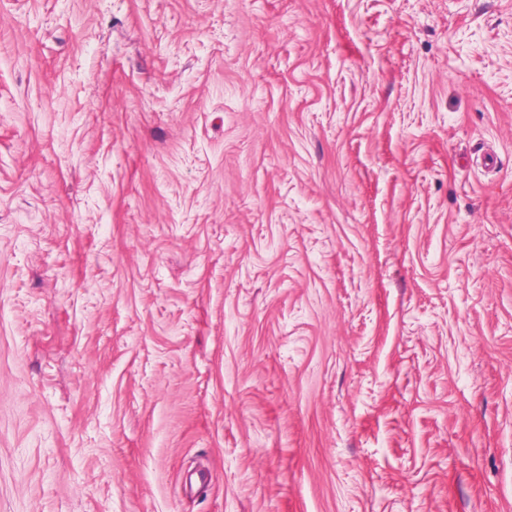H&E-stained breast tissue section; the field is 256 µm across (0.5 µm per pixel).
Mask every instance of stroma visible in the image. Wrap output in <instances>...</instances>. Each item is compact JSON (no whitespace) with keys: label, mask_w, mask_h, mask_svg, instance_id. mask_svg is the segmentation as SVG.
I'll list each match as a JSON object with an SVG mask.
<instances>
[{"label":"stroma","mask_w":512,"mask_h":512,"mask_svg":"<svg viewBox=\"0 0 512 512\" xmlns=\"http://www.w3.org/2000/svg\"><path fill=\"white\" fill-rule=\"evenodd\" d=\"M0 512H512V0H0Z\"/></svg>","instance_id":"obj_1"}]
</instances>
